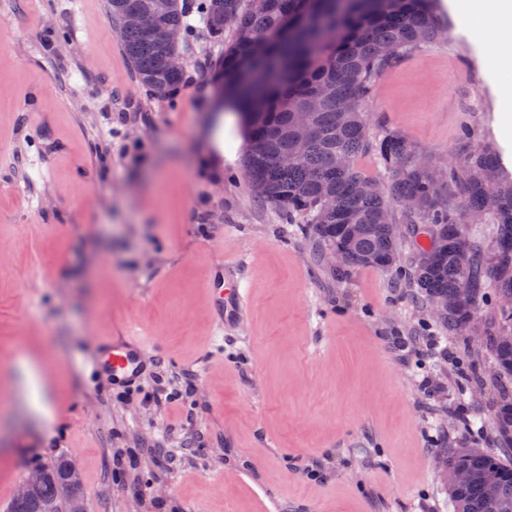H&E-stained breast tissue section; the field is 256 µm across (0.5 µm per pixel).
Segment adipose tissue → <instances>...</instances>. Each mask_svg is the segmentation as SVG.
Segmentation results:
<instances>
[{
	"label": "adipose tissue",
	"instance_id": "adipose-tissue-1",
	"mask_svg": "<svg viewBox=\"0 0 512 512\" xmlns=\"http://www.w3.org/2000/svg\"><path fill=\"white\" fill-rule=\"evenodd\" d=\"M458 22L485 41V66L508 73L502 95L512 100V0H460Z\"/></svg>",
	"mask_w": 512,
	"mask_h": 512
}]
</instances>
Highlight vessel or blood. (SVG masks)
<instances>
[{"label": "vessel or blood", "mask_w": 512, "mask_h": 512, "mask_svg": "<svg viewBox=\"0 0 512 512\" xmlns=\"http://www.w3.org/2000/svg\"><path fill=\"white\" fill-rule=\"evenodd\" d=\"M213 283L224 289L223 297L215 302L217 316H224L229 310L238 319L246 315L250 309L249 295L246 289L235 284L232 268L217 266ZM145 349V337L135 333L101 336L92 361L78 356L71 360L70 366L76 370L88 367L93 372L106 373L111 376L113 385L126 390L140 385L150 370L144 358Z\"/></svg>", "instance_id": "obj_1"}]
</instances>
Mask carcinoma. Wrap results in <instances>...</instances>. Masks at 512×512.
Listing matches in <instances>:
<instances>
[{
    "instance_id": "cac0c4a2",
    "label": "carcinoma",
    "mask_w": 512,
    "mask_h": 512,
    "mask_svg": "<svg viewBox=\"0 0 512 512\" xmlns=\"http://www.w3.org/2000/svg\"><path fill=\"white\" fill-rule=\"evenodd\" d=\"M211 37L224 41L221 15L236 17L234 38L224 47V100L242 117L245 174L259 202L277 208L319 243L345 253L340 278L373 267L395 272L427 305L447 309L433 317L456 336L485 335L482 346L497 378L512 380V178L501 175L490 144L468 142L448 167L420 161L407 138L373 135L364 105L378 75L416 46L442 36L446 26L434 0H110L111 16L129 10L181 32V52L191 8ZM123 51L139 83L169 95L184 84L185 70H168L156 43L140 29L118 27ZM305 149L283 166L297 134ZM375 150L385 187L372 192L356 158ZM406 225L403 238L392 225ZM411 243L408 260L402 240ZM484 328L476 320L486 305ZM491 421L499 440L512 445V390H501ZM68 459L45 468L35 499H13L7 512H39L50 503L68 508L63 489ZM442 474L462 469L464 483L445 482L453 512H512V463L479 448H455L441 460Z\"/></svg>"
}]
</instances>
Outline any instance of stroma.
<instances>
[{"label": "stroma", "instance_id": "35a3bbf8", "mask_svg": "<svg viewBox=\"0 0 512 512\" xmlns=\"http://www.w3.org/2000/svg\"><path fill=\"white\" fill-rule=\"evenodd\" d=\"M437 4L447 37L381 73L370 126L443 163L467 124L512 172L501 82L455 0ZM189 22L186 82L159 96L107 0H0V512L28 467L61 455L86 512H451L442 454L512 460L488 425L489 357L428 325L392 273L338 278L314 237L257 202L243 148L213 145L224 49ZM221 261L252 305L220 329L207 285ZM132 328L151 338L139 390L70 368ZM419 330L458 365L400 362L387 337ZM27 358L54 384L50 421L12 385ZM464 373L482 385L461 390Z\"/></svg>", "mask_w": 512, "mask_h": 512}]
</instances>
